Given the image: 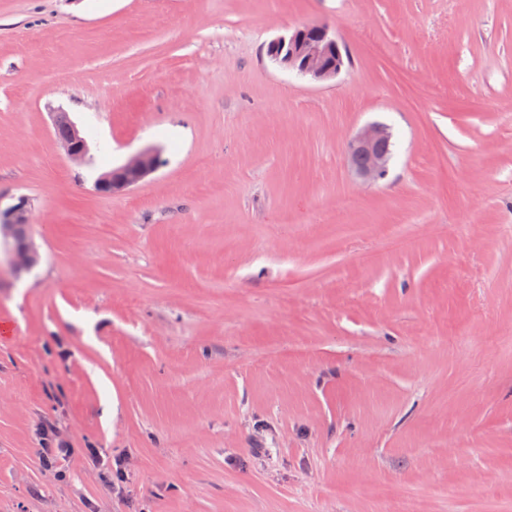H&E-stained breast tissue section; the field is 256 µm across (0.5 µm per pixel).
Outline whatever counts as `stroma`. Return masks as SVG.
I'll return each instance as SVG.
<instances>
[{
  "mask_svg": "<svg viewBox=\"0 0 512 512\" xmlns=\"http://www.w3.org/2000/svg\"><path fill=\"white\" fill-rule=\"evenodd\" d=\"M310 23L348 50L333 80L266 55ZM371 122L395 156L365 184ZM147 148L152 175L96 190ZM21 195L0 512H512V0H0ZM44 425L73 449L49 467ZM70 118L68 113L61 112L57 117L55 134L64 138L68 135ZM70 160L80 165L91 163L90 148L85 138L80 135L76 125L71 122V135L68 139H57ZM389 140L390 132L385 125L371 123L348 142L349 160L358 177L376 182L387 175L391 155L385 145Z\"/></svg>",
  "mask_w": 512,
  "mask_h": 512,
  "instance_id": "stroma-1",
  "label": "stroma"
}]
</instances>
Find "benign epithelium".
<instances>
[{
  "mask_svg": "<svg viewBox=\"0 0 512 512\" xmlns=\"http://www.w3.org/2000/svg\"><path fill=\"white\" fill-rule=\"evenodd\" d=\"M268 58L302 78L324 82L335 78L346 67L345 45L337 31L327 24L297 27L268 42ZM389 129L380 123L362 128L347 144L349 160L358 177L376 182L387 175L391 155L386 148ZM70 160L80 165L91 163L90 148L76 125L71 135L59 140ZM160 165L159 153L152 150L131 156L122 165L100 175L95 188L100 193L124 191L145 179ZM31 205L20 196L6 208L0 207V246H9L8 270L20 273L32 267L35 254L27 235Z\"/></svg>",
  "mask_w": 512,
  "mask_h": 512,
  "instance_id": "7a95c632",
  "label": "benign epithelium"
}]
</instances>
